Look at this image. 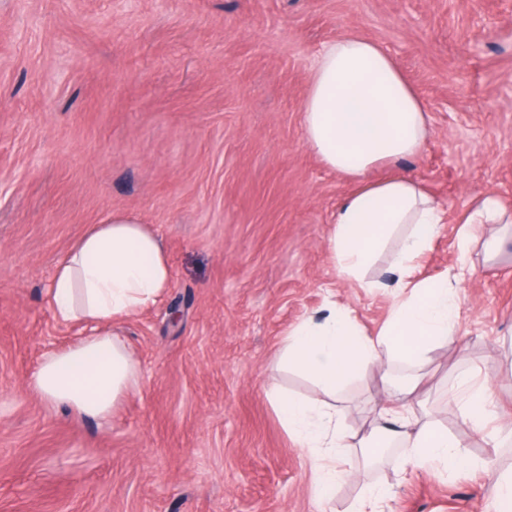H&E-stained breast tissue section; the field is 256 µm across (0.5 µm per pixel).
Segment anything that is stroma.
<instances>
[{"instance_id":"obj_1","label":"stroma","mask_w":512,"mask_h":512,"mask_svg":"<svg viewBox=\"0 0 512 512\" xmlns=\"http://www.w3.org/2000/svg\"><path fill=\"white\" fill-rule=\"evenodd\" d=\"M350 32L388 50L430 112L405 169L447 221L420 273L468 274L462 345L430 353L423 394L476 464L403 473L387 452L330 508L380 483L384 512H485L512 473L492 436L512 418V245L490 259L458 233L483 196L512 209V0H0V512H319L311 458L263 385L318 397L277 365L287 331L330 301L370 333L390 309L389 254L372 290L331 265L330 220L353 185L303 133L318 54ZM115 212L158 234L172 285L115 325L139 380L100 423L28 381L84 332L53 316L56 262ZM465 373L491 380L487 434L448 403ZM384 397L368 372L344 395L347 424Z\"/></svg>"}]
</instances>
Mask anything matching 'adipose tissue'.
I'll return each instance as SVG.
<instances>
[{
	"label": "adipose tissue",
	"instance_id": "adipose-tissue-1",
	"mask_svg": "<svg viewBox=\"0 0 512 512\" xmlns=\"http://www.w3.org/2000/svg\"><path fill=\"white\" fill-rule=\"evenodd\" d=\"M301 112L309 148L325 167L357 184L337 202L330 221V255L339 277L365 287L376 254L392 238L401 243L391 265L394 301L377 333L368 334L352 309H332L288 331L279 363L306 374L334 399L368 370H379L386 399L356 430L335 407L286 397L275 387L270 396L288 432L312 456V477L323 492L352 476L353 452L389 444L403 468L446 471L467 464L447 428L418 411L428 354L459 341L454 277L417 275V261L431 248L443 211L418 178L401 170L424 151L430 114L393 58L354 33L323 49ZM378 168L388 169V177L368 181ZM483 224H512V211L495 196L483 197L463 220L462 248L476 243L474 229ZM171 283L161 239L137 216L115 212L91 225L57 262L49 296L58 321L81 322L94 332L47 354L32 389L77 417L109 420L136 383L129 348L112 326L150 308ZM396 360L410 371L399 385L392 379Z\"/></svg>",
	"mask_w": 512,
	"mask_h": 512
}]
</instances>
